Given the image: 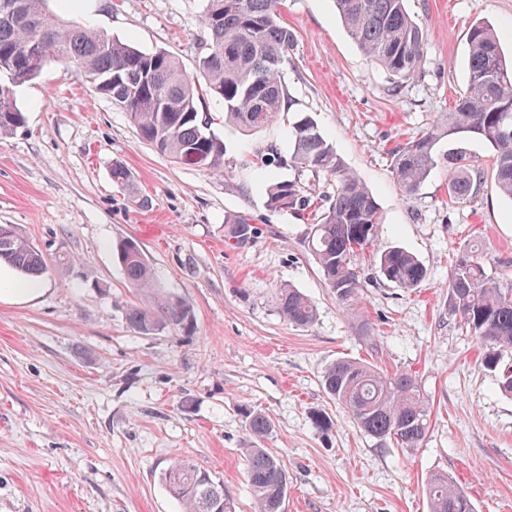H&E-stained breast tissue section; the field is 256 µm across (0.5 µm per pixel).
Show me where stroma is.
<instances>
[{
    "mask_svg": "<svg viewBox=\"0 0 512 512\" xmlns=\"http://www.w3.org/2000/svg\"><path fill=\"white\" fill-rule=\"evenodd\" d=\"M424 32L408 80L365 57L334 0H284L295 43L284 66L291 110L268 127L224 124V105L200 104L226 147L224 171L189 168L138 136L127 112L99 96L79 68L50 60L18 87L25 121L0 138V224H11L47 261L35 298L0 300V512H180L161 483L184 459L224 484L235 512H254L243 414L273 425L264 445L288 466L285 512H429L426 480L442 472L476 512H512V395L455 312L448 279L458 256L478 250L491 277L512 282V200L495 182L492 150L441 139L435 166L413 195L392 172L396 150L433 131L464 89L468 30L494 25L512 51V0H407ZM65 21L166 51L195 75L208 35L204 0H49ZM308 115L382 214L375 251L418 257V288L387 282L371 261L351 315L327 286L305 239L336 192L327 174L264 167L288 154V127ZM479 171L476 197L448 199V155ZM123 163L131 186L112 179ZM299 180L315 199L304 213L273 210L265 188ZM242 213L250 239L227 242L224 217ZM129 238L152 269L151 289L131 285L117 259ZM317 308L308 328L280 314L281 288ZM164 295L188 305L193 332L143 334L127 311ZM415 375L431 407L415 448L363 435L325 393L339 358ZM329 417L328 427L314 423Z\"/></svg>",
    "mask_w": 512,
    "mask_h": 512,
    "instance_id": "35a3bbf8",
    "label": "stroma"
}]
</instances>
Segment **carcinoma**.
Instances as JSON below:
<instances>
[{
	"instance_id": "carcinoma-1",
	"label": "carcinoma",
	"mask_w": 512,
	"mask_h": 512,
	"mask_svg": "<svg viewBox=\"0 0 512 512\" xmlns=\"http://www.w3.org/2000/svg\"><path fill=\"white\" fill-rule=\"evenodd\" d=\"M48 0H0V61L13 62L7 81H0V137L23 122L15 88L40 76L47 62L74 63L97 93L127 112L140 138L176 162L209 172L224 171V141L211 133L200 115V93L224 103V119L244 131H259L274 122L288 96L281 65L294 46L293 32L280 21L281 0H206L204 24L209 31L198 74L189 76L179 60L156 50L144 52L97 31L69 24L48 12ZM336 10L360 49L392 76L409 80L423 60L424 35L410 17L405 0H335ZM466 89L436 130L399 148L393 172L402 189L413 194L429 177L433 150L443 137L475 138L494 152L499 192L512 200V60L505 57L500 34L488 23H473L468 32ZM288 162L296 169L336 177V198L319 223L312 225L308 246L317 257L336 299L350 310L363 284L359 261L369 252L382 224L374 196L350 174L314 119L305 115L289 132ZM481 182L461 160L448 162V198L476 196ZM269 207L305 210L310 206L297 181H276L266 188ZM252 234L243 215L224 217V237L242 243ZM371 253V252H369ZM381 275L398 288H416L426 270L412 253L391 247L371 253ZM118 258L128 281L152 287L143 250L134 239L122 242ZM27 277L43 274L42 252L11 224H0V263ZM454 309L474 336L487 346L512 350V284L487 276L478 257L463 255L448 282ZM280 311L289 323L310 326L312 302L301 291H281ZM129 324L143 334L174 328L194 329L186 304L157 297L127 313ZM328 395L365 435L402 448L424 439L430 407L418 383L407 373L387 374L363 362L339 359L323 376ZM246 428L262 441L272 431L264 414L247 411ZM247 482L256 512H281L287 495L288 470L267 448L245 449ZM168 494L181 512H234L224 485L186 460L172 462L162 473ZM430 512H475L467 493L435 472L427 480Z\"/></svg>"
}]
</instances>
